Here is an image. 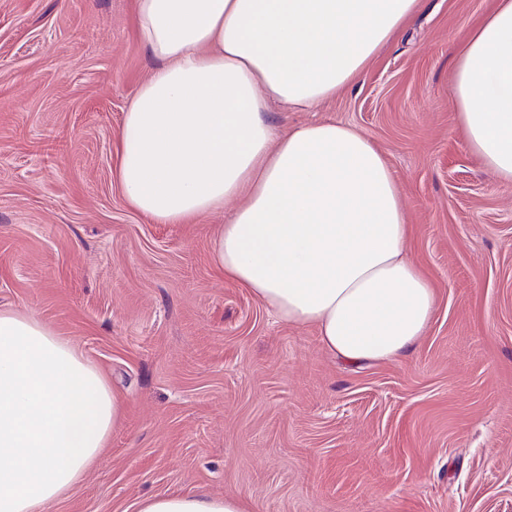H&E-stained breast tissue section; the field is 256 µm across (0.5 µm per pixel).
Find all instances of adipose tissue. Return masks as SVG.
Returning a JSON list of instances; mask_svg holds the SVG:
<instances>
[{
  "label": "adipose tissue",
  "instance_id": "adipose-tissue-1",
  "mask_svg": "<svg viewBox=\"0 0 512 512\" xmlns=\"http://www.w3.org/2000/svg\"><path fill=\"white\" fill-rule=\"evenodd\" d=\"M418 0H137L161 65L124 114L118 182L160 224L232 206L218 270L353 364L392 361L435 306L406 257L410 226L383 154L333 121L281 133L270 109H311L351 85ZM471 150L512 184V0L459 49L451 86ZM122 410L68 339L0 310V512H43L103 462ZM135 512H249L244 498L153 494Z\"/></svg>",
  "mask_w": 512,
  "mask_h": 512
}]
</instances>
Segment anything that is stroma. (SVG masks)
Listing matches in <instances>:
<instances>
[{
	"label": "stroma",
	"mask_w": 512,
	"mask_h": 512,
	"mask_svg": "<svg viewBox=\"0 0 512 512\" xmlns=\"http://www.w3.org/2000/svg\"><path fill=\"white\" fill-rule=\"evenodd\" d=\"M493 5L421 0L352 86L273 113L380 148L435 292L412 351L353 366L217 273L223 213L158 224L123 198V116L157 65L136 0H0V309L71 339L124 403L102 467L46 512L178 491L253 512H512V185L450 97Z\"/></svg>",
	"instance_id": "stroma-1"
}]
</instances>
